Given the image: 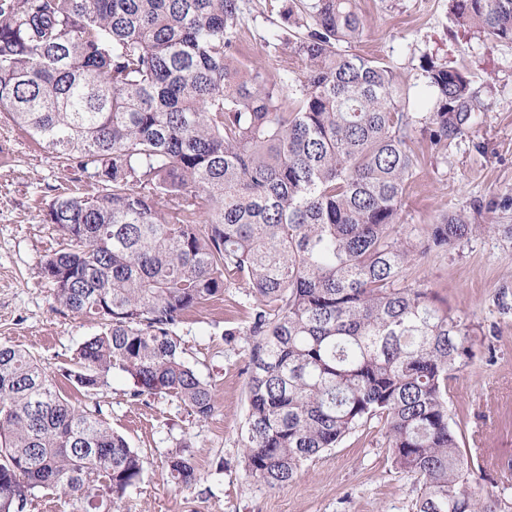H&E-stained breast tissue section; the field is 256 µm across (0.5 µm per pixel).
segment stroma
I'll return each mask as SVG.
<instances>
[{
    "label": "stroma",
    "instance_id": "obj_1",
    "mask_svg": "<svg viewBox=\"0 0 512 512\" xmlns=\"http://www.w3.org/2000/svg\"><path fill=\"white\" fill-rule=\"evenodd\" d=\"M364 34L354 50L393 67L420 97L423 56L466 72L479 96L469 137L445 153L415 143L419 157L403 214L408 231L423 237L441 214L460 213L473 224H512V43L488 40L454 23L450 0H357ZM244 43L263 53L284 25L275 0H247ZM90 196L92 181L62 168L27 134L0 123V344L34 354L53 374L72 364L94 323L60 313L40 261L53 231L43 213L61 188ZM408 279L437 304L481 325L486 353L452 382L448 412L467 429L466 445L481 449L491 466L477 487L495 491L512 471V241L482 234L449 250L416 257ZM253 300L232 284L223 299L201 305L179 328L185 359L214 393L211 418L199 422L175 397L132 398V380L116 372L95 394L71 391L73 401L99 405L113 430L144 459L139 484L118 512H412V480L395 470L376 430L360 428L336 448L308 461L283 487L245 472L239 445L247 414L246 331ZM234 330L226 340L225 330ZM188 450L199 481L175 489L169 454Z\"/></svg>",
    "mask_w": 512,
    "mask_h": 512
}]
</instances>
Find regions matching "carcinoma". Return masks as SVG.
<instances>
[{
    "label": "carcinoma",
    "mask_w": 512,
    "mask_h": 512,
    "mask_svg": "<svg viewBox=\"0 0 512 512\" xmlns=\"http://www.w3.org/2000/svg\"><path fill=\"white\" fill-rule=\"evenodd\" d=\"M455 22L512 43V0H452ZM270 69L245 55L239 0H0V119L94 181L43 221L58 247L43 277L62 311L96 321L62 376L94 392L115 371L131 396L215 410L178 327L232 281L253 298L245 470L270 487L361 427L418 489L414 512H512L504 485L477 495L481 456L450 422V381L477 328L407 281L417 252L512 224L449 214L418 241L399 231L425 137L468 136V75L424 58L429 111L395 70L349 50L355 0H288ZM178 489L190 458L167 456ZM143 460L101 409L60 394L35 356L0 345V512L51 491L72 512H114Z\"/></svg>",
    "instance_id": "obj_1"
}]
</instances>
